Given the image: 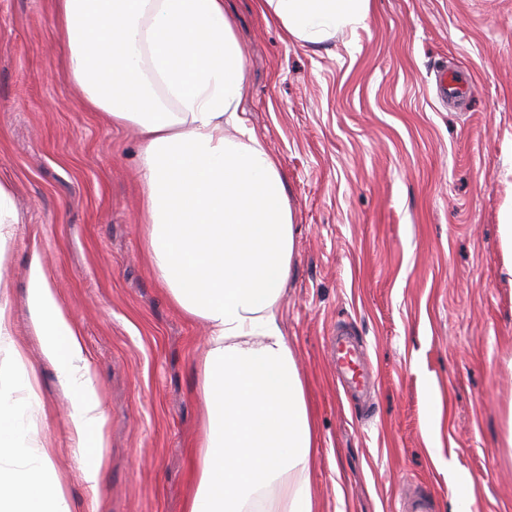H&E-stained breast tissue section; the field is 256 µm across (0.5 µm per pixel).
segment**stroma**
<instances>
[{"mask_svg": "<svg viewBox=\"0 0 512 512\" xmlns=\"http://www.w3.org/2000/svg\"><path fill=\"white\" fill-rule=\"evenodd\" d=\"M246 66L240 109L285 175L295 268L282 324L308 384L319 512H512V281L500 209L512 195V0H372L366 26L287 39L258 0H224ZM49 0H0V179L17 226L0 280L73 512L93 493L70 448V401L27 304L39 254L78 322L108 412L101 512H185L204 408L207 328L171 303L145 256L133 126L81 111L59 72ZM476 90L441 102L436 73ZM348 331L372 407L349 401L325 338Z\"/></svg>", "mask_w": 512, "mask_h": 512, "instance_id": "1", "label": "stroma"}]
</instances>
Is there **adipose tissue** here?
I'll list each match as a JSON object with an SVG mask.
<instances>
[{
	"label": "adipose tissue",
	"mask_w": 512,
	"mask_h": 512,
	"mask_svg": "<svg viewBox=\"0 0 512 512\" xmlns=\"http://www.w3.org/2000/svg\"><path fill=\"white\" fill-rule=\"evenodd\" d=\"M296 41L365 26L371 0H260ZM59 65L83 111L134 125L145 252L171 302L208 328L205 407L185 512H317V428L284 333L294 215L274 157L239 106L246 71L224 0H51ZM42 355L71 403L83 481L99 491L108 416L78 325L40 255L27 296ZM36 377L0 289V512H72L47 448L34 447Z\"/></svg>",
	"instance_id": "obj_1"
}]
</instances>
